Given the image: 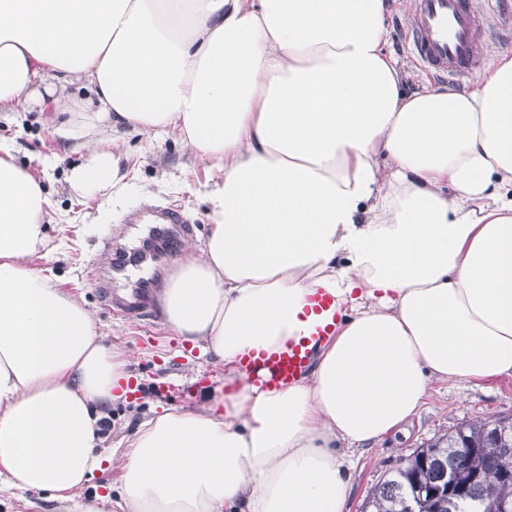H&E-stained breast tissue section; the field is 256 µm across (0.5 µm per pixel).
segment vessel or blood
<instances>
[{
	"label": "vessel or blood",
	"mask_w": 512,
	"mask_h": 512,
	"mask_svg": "<svg viewBox=\"0 0 512 512\" xmlns=\"http://www.w3.org/2000/svg\"><path fill=\"white\" fill-rule=\"evenodd\" d=\"M409 47L416 61L431 75L461 84L481 66L476 54L478 41L491 29L501 36H512V25L496 24L483 7V0H414L409 13ZM158 221L184 223L183 212L176 207L134 212L130 224ZM339 313L335 300L325 289L310 296L304 310V324L296 338L275 352L244 356L240 370L248 379L265 389H277L302 378L310 369L316 347L335 335Z\"/></svg>",
	"instance_id": "vessel-or-blood-1"
}]
</instances>
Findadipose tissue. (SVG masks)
Here are the masks:
<instances>
[{"instance_id": "obj_1", "label": "adipose tissue", "mask_w": 512, "mask_h": 512, "mask_svg": "<svg viewBox=\"0 0 512 512\" xmlns=\"http://www.w3.org/2000/svg\"><path fill=\"white\" fill-rule=\"evenodd\" d=\"M390 0H0V112L53 96L63 138L173 135L220 166L202 247L155 292L163 325L238 384L169 409L104 454L128 353L32 264L50 201L0 144V484L53 512H348L344 450L401 429L432 382L512 376V51L466 92L404 89ZM85 80V101L61 91ZM122 180L92 151L94 193ZM336 335L265 390L238 369L302 326ZM116 471L118 495L89 491Z\"/></svg>"}]
</instances>
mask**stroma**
Here are the masks:
<instances>
[{"instance_id": "1", "label": "stroma", "mask_w": 512, "mask_h": 512, "mask_svg": "<svg viewBox=\"0 0 512 512\" xmlns=\"http://www.w3.org/2000/svg\"><path fill=\"white\" fill-rule=\"evenodd\" d=\"M410 6V0H391L387 50L398 58L406 74L405 88L413 92L438 85L439 80L409 53ZM52 113V106L22 96L18 111L0 112V141L12 145L16 162L42 180L51 202L48 241L35 261L37 268L85 304L107 343L133 354L128 371L136 393L132 402L112 408V425L103 442L109 451L153 410L195 409L215 392L233 390L224 381L223 365L161 326L152 290H145L144 310L136 316L113 315L106 305L109 294H125L133 286L130 277L115 273V264L137 266L143 253L136 245L141 227L126 223V216L150 205H174L185 214L186 225L155 263L153 276L161 278L167 258L176 256L183 241L199 245L205 240L210 217L204 190L221 173L195 160L174 137L133 130L102 132L94 136L97 147L119 156L125 187L118 193L109 189L86 193L72 184L70 175L88 161L90 153L83 139L57 134ZM488 418L512 419V376L479 385L433 382L426 402L405 430L372 448L351 452L349 512H361L384 472L415 449L457 426Z\"/></svg>"}]
</instances>
